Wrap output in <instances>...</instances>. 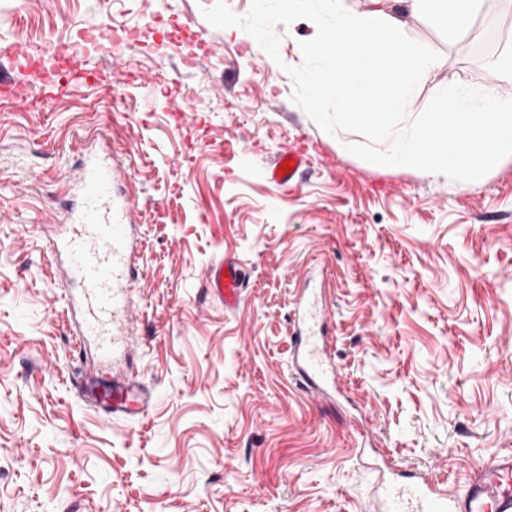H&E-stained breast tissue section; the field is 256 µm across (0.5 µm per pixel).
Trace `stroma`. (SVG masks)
I'll use <instances>...</instances> for the list:
<instances>
[{
    "instance_id": "obj_1",
    "label": "stroma",
    "mask_w": 512,
    "mask_h": 512,
    "mask_svg": "<svg viewBox=\"0 0 512 512\" xmlns=\"http://www.w3.org/2000/svg\"><path fill=\"white\" fill-rule=\"evenodd\" d=\"M495 24L448 41L405 16L401 36L437 65L396 128L437 90L512 95L491 62ZM134 31L123 58L89 50L95 81L43 101L0 96V512H378L354 422L393 465L456 489L512 449V157L477 182L388 165L372 128L337 125L292 75L315 32L282 0H0V67L96 27ZM107 139L141 241L133 353L155 396L107 417L74 383L69 321L46 225L64 224L81 145ZM306 171L268 169L288 147ZM235 256L248 286L232 310L205 292ZM323 288L339 402L303 391L288 360L295 301ZM285 162H293L291 171L288 173L282 170V165ZM305 166L306 155L298 149L288 148L279 155L273 168L269 171V175L273 180L289 184L295 182L302 175Z\"/></svg>"
}]
</instances>
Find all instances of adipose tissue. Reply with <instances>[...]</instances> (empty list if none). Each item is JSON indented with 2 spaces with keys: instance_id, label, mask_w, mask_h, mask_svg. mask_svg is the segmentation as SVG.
<instances>
[{
  "instance_id": "1",
  "label": "adipose tissue",
  "mask_w": 512,
  "mask_h": 512,
  "mask_svg": "<svg viewBox=\"0 0 512 512\" xmlns=\"http://www.w3.org/2000/svg\"><path fill=\"white\" fill-rule=\"evenodd\" d=\"M483 2L368 0L366 9L350 13L333 8L332 0H289V9L308 14L317 28L315 36L298 45L292 71L319 89L337 124H364L383 134L395 163L434 178L471 179L512 155L511 98L479 101L451 89L437 94L412 134H397L389 123L403 111L414 85L437 64L400 39L402 12L428 17L454 41L470 33ZM359 36L371 37V44L358 47ZM432 131L443 134L442 143L428 141Z\"/></svg>"
}]
</instances>
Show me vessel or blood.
Segmentation results:
<instances>
[{"mask_svg": "<svg viewBox=\"0 0 512 512\" xmlns=\"http://www.w3.org/2000/svg\"><path fill=\"white\" fill-rule=\"evenodd\" d=\"M92 39L118 56L128 48L127 39L110 28L95 30ZM86 56V48L78 44L19 53L29 66L32 81L41 83L48 98L54 87L46 81V70L61 67L68 71L70 82L87 81L91 71ZM286 162L291 163V170H283ZM305 165V154L289 148L279 155L269 175L289 184L302 175ZM114 177L111 164L89 163L77 179L82 208L71 223L52 232V251L62 266L63 298L74 311V341L83 349L95 345L104 357L110 356L124 339L122 316L130 305L131 273L139 261L133 202L130 196L113 193ZM245 279L243 268L235 260L221 257L208 266L206 291L224 308L231 309L242 298ZM325 320V306L314 303L310 289H301L290 369L307 390L330 400L336 395L338 383L328 342L317 332ZM81 374L86 396L110 415H141L153 400L152 392L125 373L103 368L96 361L84 360ZM383 492L390 512H512V454H501L473 467L455 493L423 478L406 488L384 487Z\"/></svg>", "mask_w": 512, "mask_h": 512, "instance_id": "obj_1", "label": "vessel or blood"}]
</instances>
